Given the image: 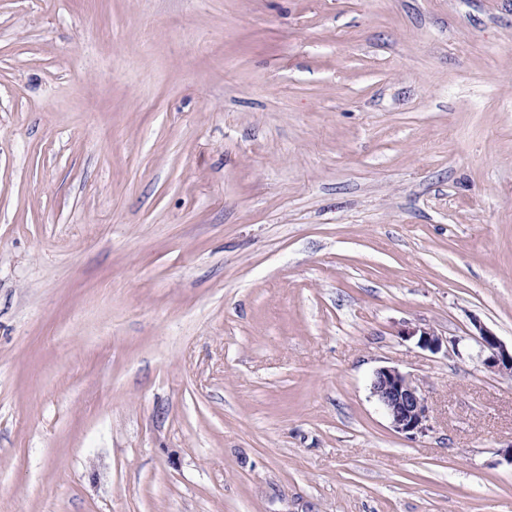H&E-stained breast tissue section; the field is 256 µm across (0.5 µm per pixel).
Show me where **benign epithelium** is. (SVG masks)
<instances>
[{
	"label": "benign epithelium",
	"instance_id": "1",
	"mask_svg": "<svg viewBox=\"0 0 512 512\" xmlns=\"http://www.w3.org/2000/svg\"><path fill=\"white\" fill-rule=\"evenodd\" d=\"M477 329L478 342L485 353L484 365L493 372L512 376V349L503 345L489 330L480 325ZM405 336L418 337V344L433 352L442 345L439 336L424 328L408 331ZM371 393L395 432L415 438L432 429V408L420 387L398 367L382 366L375 370Z\"/></svg>",
	"mask_w": 512,
	"mask_h": 512
}]
</instances>
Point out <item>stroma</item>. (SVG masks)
<instances>
[{"instance_id": "obj_1", "label": "stroma", "mask_w": 512, "mask_h": 512, "mask_svg": "<svg viewBox=\"0 0 512 512\" xmlns=\"http://www.w3.org/2000/svg\"><path fill=\"white\" fill-rule=\"evenodd\" d=\"M480 324L512 0H0V512H512ZM371 393L395 432L416 438L431 430L432 408L420 387L398 367L382 366L375 370Z\"/></svg>"}]
</instances>
